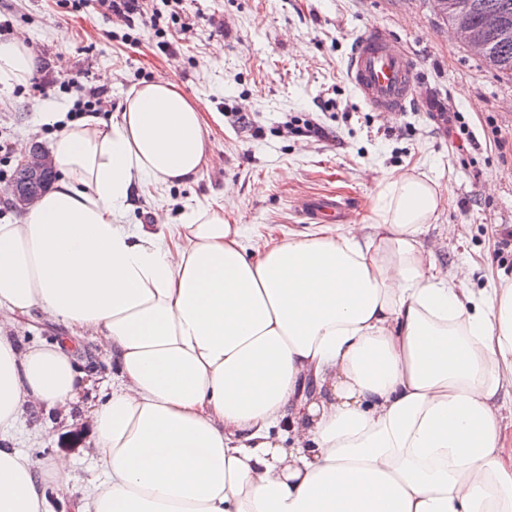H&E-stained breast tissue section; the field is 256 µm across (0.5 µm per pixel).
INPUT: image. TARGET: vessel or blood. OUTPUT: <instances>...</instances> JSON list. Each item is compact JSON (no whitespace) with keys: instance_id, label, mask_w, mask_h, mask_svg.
Returning a JSON list of instances; mask_svg holds the SVG:
<instances>
[{"instance_id":"obj_1","label":"vessel or blood","mask_w":512,"mask_h":512,"mask_svg":"<svg viewBox=\"0 0 512 512\" xmlns=\"http://www.w3.org/2000/svg\"><path fill=\"white\" fill-rule=\"evenodd\" d=\"M347 77L370 111L397 115L423 105L415 91V69L380 28L368 29L355 41L347 62ZM306 213L319 223L334 224L339 222L342 209L336 201L324 198L307 207Z\"/></svg>"}]
</instances>
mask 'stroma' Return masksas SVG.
Listing matches in <instances>:
<instances>
[{
  "instance_id": "obj_1",
  "label": "stroma",
  "mask_w": 512,
  "mask_h": 512,
  "mask_svg": "<svg viewBox=\"0 0 512 512\" xmlns=\"http://www.w3.org/2000/svg\"><path fill=\"white\" fill-rule=\"evenodd\" d=\"M81 2L76 11L65 0H0V18L11 20L36 60L20 88L0 90V136L13 146L11 161L22 143L49 150L72 102L54 84L58 72L78 75L111 101L101 115L106 122L118 118L132 87L162 73L201 112L212 161L196 180L147 184L128 223L150 224L162 212L175 224L230 193L235 220L248 226L255 246L273 229H315L301 206L322 194L345 204L348 223H361L378 181L414 170L435 181L446 201L426 236L441 266L471 259L476 292L499 273L512 274V246H500L512 229V80L459 43L431 0H185L175 19L153 0L157 26L131 29L100 0ZM373 26L416 65L424 109L393 116L368 111L356 97L346 64L357 37ZM439 106L463 113L482 149L459 150L436 117ZM240 113L250 125L237 122ZM295 116L322 124L327 137L287 130ZM0 331L24 347L66 333L48 314L4 311ZM77 359L87 374L80 399L25 408L0 437L38 468L55 456L69 459L73 498L87 496L101 475L91 412L112 382V360L92 337L82 340ZM73 498L49 495L50 512H73Z\"/></svg>"
}]
</instances>
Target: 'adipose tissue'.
Returning <instances> with one entry per match:
<instances>
[{
  "label": "adipose tissue",
  "mask_w": 512,
  "mask_h": 512,
  "mask_svg": "<svg viewBox=\"0 0 512 512\" xmlns=\"http://www.w3.org/2000/svg\"><path fill=\"white\" fill-rule=\"evenodd\" d=\"M50 148L53 188L0 224V310L94 334L116 366L93 411L104 478L80 512H512V277L476 295L467 263L442 272L424 241L434 181L386 176L367 223L253 255L230 199L125 221L142 185L208 164L202 115L168 77ZM85 377L69 344L0 332V431L26 406L78 401ZM68 466L0 445V512H48Z\"/></svg>",
  "instance_id": "ef3b65f1"
}]
</instances>
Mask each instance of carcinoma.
<instances>
[{
	"label": "carcinoma",
	"instance_id": "obj_1",
	"mask_svg": "<svg viewBox=\"0 0 512 512\" xmlns=\"http://www.w3.org/2000/svg\"><path fill=\"white\" fill-rule=\"evenodd\" d=\"M432 3L436 14L448 26L465 20L470 27L483 33L486 47L482 59L512 79V40L504 41L482 27L483 16L488 12L497 13L512 26V0H432Z\"/></svg>",
	"mask_w": 512,
	"mask_h": 512
}]
</instances>
